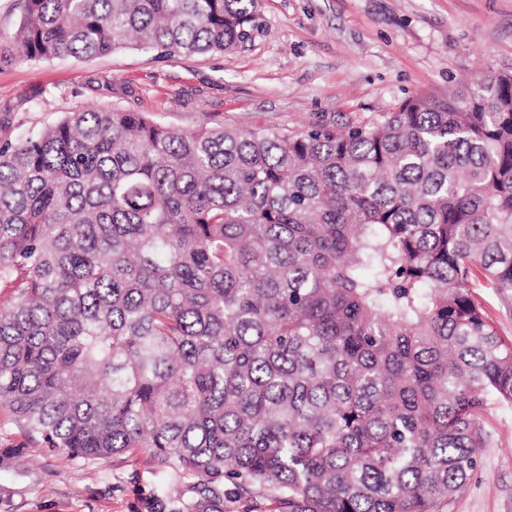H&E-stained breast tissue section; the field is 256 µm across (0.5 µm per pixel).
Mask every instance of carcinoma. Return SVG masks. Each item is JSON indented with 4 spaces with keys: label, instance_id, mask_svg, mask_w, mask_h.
I'll list each match as a JSON object with an SVG mask.
<instances>
[{
    "label": "carcinoma",
    "instance_id": "obj_1",
    "mask_svg": "<svg viewBox=\"0 0 512 512\" xmlns=\"http://www.w3.org/2000/svg\"><path fill=\"white\" fill-rule=\"evenodd\" d=\"M29 60L222 53L259 0H21ZM512 73L365 124L87 107L0 143V408L158 512H444L512 406ZM477 287L474 288L476 295L484 303L488 314L497 320L500 332L505 338H512V316L505 318L501 314L499 299L493 288H488L482 281L477 282Z\"/></svg>",
    "mask_w": 512,
    "mask_h": 512
}]
</instances>
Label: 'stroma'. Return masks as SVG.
I'll return each instance as SVG.
<instances>
[{
    "label": "stroma",
    "instance_id": "stroma-1",
    "mask_svg": "<svg viewBox=\"0 0 512 512\" xmlns=\"http://www.w3.org/2000/svg\"><path fill=\"white\" fill-rule=\"evenodd\" d=\"M260 10L262 32L221 54L31 61L14 39L19 0H0V142L91 105L180 130L369 122L409 97L512 71V0H260ZM487 426L494 443L448 512H512V408L491 409ZM17 447L26 457L0 469V512H152L148 464L76 466L0 409V449Z\"/></svg>",
    "mask_w": 512,
    "mask_h": 512
}]
</instances>
